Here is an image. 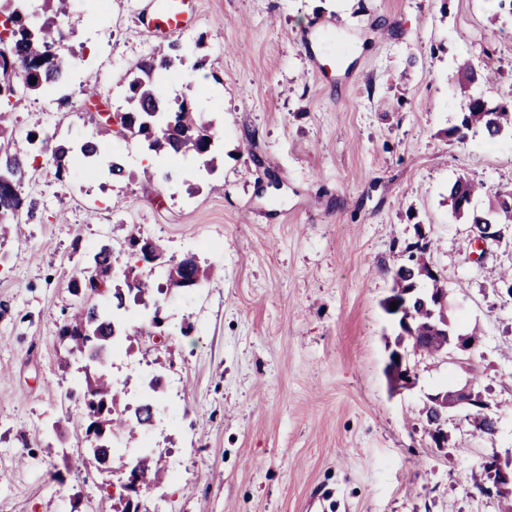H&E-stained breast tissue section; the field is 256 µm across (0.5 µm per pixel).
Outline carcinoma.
Listing matches in <instances>:
<instances>
[{"label": "carcinoma", "instance_id": "cac0c4a2", "mask_svg": "<svg viewBox=\"0 0 512 512\" xmlns=\"http://www.w3.org/2000/svg\"><path fill=\"white\" fill-rule=\"evenodd\" d=\"M0 13L12 23L4 44L0 45V85H11L17 78L13 64L21 66L25 74L24 93L14 94V90L0 98L6 108H0V236L7 233L11 224L18 223L14 212L24 205L21 161L12 153L11 145L14 128L9 125L11 112L22 106L26 98L42 94L49 90L65 67L64 60L57 54V46L64 36L76 33L71 23L51 19L32 29L27 17L22 14L18 0H0ZM184 57L173 51V44L167 42L157 47L153 55L136 63L139 76L129 82L128 99L133 103V112L129 121L120 124V130L112 129V115L100 117L98 135L110 138L114 135L127 139L140 140L147 148L157 154L173 152L191 156L199 160L208 169H215L222 163V156L212 148V136L208 127L201 121L191 103L182 100L178 108L171 110L163 100L161 88L155 81V73L167 72L177 63H183ZM37 78L36 83L30 79ZM488 79V76L475 73L469 62L464 61L457 69V80L464 87L476 79ZM471 105L460 117V124L451 132L464 135V131L481 128L495 137L504 129H512V106L506 104L490 106L480 96L469 97ZM31 152L49 156L58 178L62 179L70 171V166L78 165L77 154L92 157L97 154V144L92 141L83 143L79 148L55 140V135L33 129L29 132ZM478 187L468 178L460 177L448 187V208L457 216L470 212V201L474 200ZM493 220L474 217L475 224H512V190H501L495 195L491 206ZM431 241L416 244L415 251H406V259L394 275L390 295L382 301V307L392 320L398 323L400 334L404 336L403 347L408 354L434 356L442 344L429 338L428 322L435 308L434 298L448 294L440 272L436 269L431 253ZM111 249L103 247L95 253L88 265L83 266L72 280V289L104 288L112 291L117 300V308L123 306V289L113 284ZM129 281L126 290L137 291L139 298L163 292L164 288L183 289L186 282H201L210 277V273L198 264L184 265L177 262L165 268L162 278L165 285H155L157 274L155 267L144 269L133 266L128 270ZM396 309H391V304ZM118 328L113 314L95 304L74 307L72 314L59 326L58 339L68 352L82 356L93 349H99L96 363L98 367L85 375V392L90 396L86 420L83 423L86 434H91L100 444L93 449L92 463L100 466L114 459L111 439L117 434L135 433L149 419L151 404L144 403L136 411L135 420L127 418L126 410L116 409V398L112 394V379L103 372V368L112 357V340ZM120 466L129 467L137 475L142 487L154 485L161 480L166 468L162 455L144 452L129 463L120 462Z\"/></svg>", "mask_w": 512, "mask_h": 512}]
</instances>
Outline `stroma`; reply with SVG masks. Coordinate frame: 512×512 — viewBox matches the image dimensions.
Masks as SVG:
<instances>
[{"instance_id": "35a3bbf8", "label": "stroma", "mask_w": 512, "mask_h": 512, "mask_svg": "<svg viewBox=\"0 0 512 512\" xmlns=\"http://www.w3.org/2000/svg\"><path fill=\"white\" fill-rule=\"evenodd\" d=\"M139 0H69V41L100 75L109 112L128 111L135 64L155 43ZM168 102H193L223 165L192 157L145 167L135 141H102L124 177L41 164L34 217L0 245V512H112L117 477L88 473L95 447L78 422L86 358L58 327L70 281L103 246L122 272L126 229L163 239L221 279L163 300L168 335L139 337L112 362L121 404L158 381L154 422L123 447L173 458L140 512H499L471 478L485 456L512 459V224L477 247L455 217L461 176L489 197L512 189V131L450 135L469 96L512 100V9L499 0H196ZM207 60L196 68V58ZM470 60L493 84L461 88ZM438 248L453 327L479 343L416 358L417 380L384 372L397 334L381 302L418 233ZM471 385L498 420L479 435L472 409L448 411L436 445L428 395Z\"/></svg>"}]
</instances>
